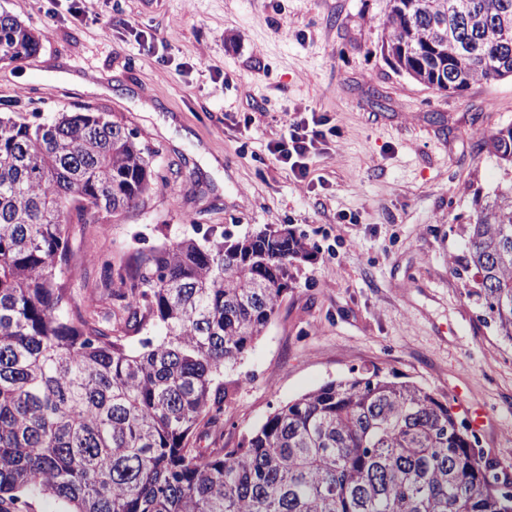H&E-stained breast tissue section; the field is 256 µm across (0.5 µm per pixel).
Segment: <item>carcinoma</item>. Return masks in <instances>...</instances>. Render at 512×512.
<instances>
[{"mask_svg": "<svg viewBox=\"0 0 512 512\" xmlns=\"http://www.w3.org/2000/svg\"><path fill=\"white\" fill-rule=\"evenodd\" d=\"M382 47L461 94L512 79V0H388ZM41 35L6 15L0 61ZM505 176L467 228L475 295L512 342V125L483 134ZM158 151L89 107L0 114V512L50 495L66 512H512L431 391L375 370L279 406L236 448L191 444L224 416V367L265 333L308 259L286 227L201 236L106 261L107 305L69 288L67 225L101 224L155 189ZM155 335L127 347L115 324Z\"/></svg>", "mask_w": 512, "mask_h": 512, "instance_id": "obj_1", "label": "carcinoma"}]
</instances>
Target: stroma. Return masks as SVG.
Here are the masks:
<instances>
[{
	"label": "stroma",
	"instance_id": "obj_1",
	"mask_svg": "<svg viewBox=\"0 0 512 512\" xmlns=\"http://www.w3.org/2000/svg\"><path fill=\"white\" fill-rule=\"evenodd\" d=\"M387 2L89 0L77 18L68 0H0L42 35L36 55L0 62V105L87 106L158 152L144 204L68 227V282L87 305L105 292L93 253L117 266L199 226L307 238L264 336L225 367L224 416L199 427L201 447H238L279 405L376 369L431 390L512 477V344L475 294L466 234L477 195L504 179L478 133L512 125V79L458 95L397 71ZM302 114L327 134L299 180L267 145Z\"/></svg>",
	"mask_w": 512,
	"mask_h": 512
}]
</instances>
